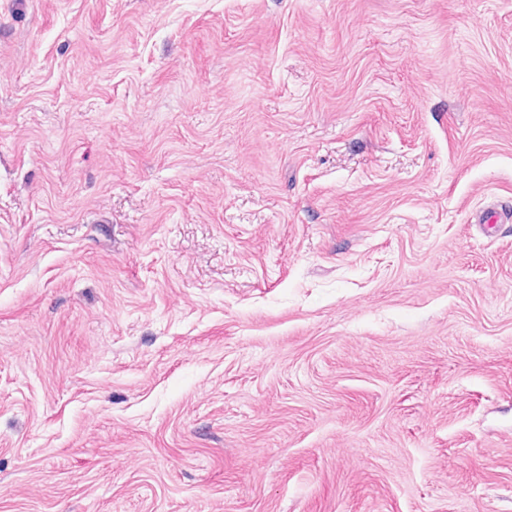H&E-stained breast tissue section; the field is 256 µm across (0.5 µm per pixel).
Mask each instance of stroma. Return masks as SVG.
<instances>
[{"label":"stroma","instance_id":"obj_1","mask_svg":"<svg viewBox=\"0 0 512 512\" xmlns=\"http://www.w3.org/2000/svg\"><path fill=\"white\" fill-rule=\"evenodd\" d=\"M512 0H0V512H512Z\"/></svg>","mask_w":512,"mask_h":512}]
</instances>
